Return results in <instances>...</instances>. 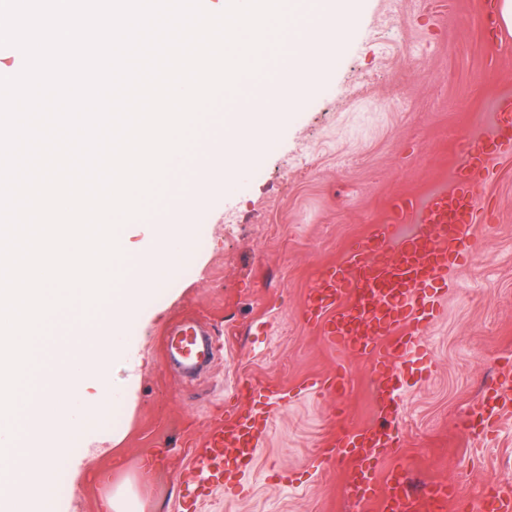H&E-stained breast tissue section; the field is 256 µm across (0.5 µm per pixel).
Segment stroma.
<instances>
[{
  "instance_id": "obj_1",
  "label": "stroma",
  "mask_w": 512,
  "mask_h": 512,
  "mask_svg": "<svg viewBox=\"0 0 512 512\" xmlns=\"http://www.w3.org/2000/svg\"><path fill=\"white\" fill-rule=\"evenodd\" d=\"M484 0H361L339 26L340 45L320 79L278 114L268 142L229 170L203 204L186 201L168 223L186 224L204 248L135 304L121 331L141 349L134 388L120 362L108 367L122 393L111 419L92 421L55 476L52 512H102L104 482L130 479L153 512H178L173 474L189 464L244 378L292 399L273 418L247 495L215 494L199 512H354L353 473L324 453L337 413L360 426L382 415L368 360L329 348L302 310L320 270L341 263L349 242L391 223L394 196L416 204L448 189L459 145L490 131L499 97L512 94V34L482 38ZM472 263L450 273L427 360L401 364L393 424L400 461L421 482L454 483L467 498L512 484V417L489 440L467 436L463 418L512 355V158L496 164ZM195 318L214 347L192 378L167 360L166 323ZM345 370L332 397L302 393L305 379ZM163 465L151 466L158 449ZM322 466H315V459Z\"/></svg>"
}]
</instances>
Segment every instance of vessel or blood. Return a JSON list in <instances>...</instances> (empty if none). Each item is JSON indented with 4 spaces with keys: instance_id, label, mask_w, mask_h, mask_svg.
<instances>
[{
    "instance_id": "1",
    "label": "vessel or blood",
    "mask_w": 512,
    "mask_h": 512,
    "mask_svg": "<svg viewBox=\"0 0 512 512\" xmlns=\"http://www.w3.org/2000/svg\"><path fill=\"white\" fill-rule=\"evenodd\" d=\"M294 45L288 33H281L278 50L264 52L260 73L239 82L234 94L222 96L216 111L238 112L260 98L269 73L287 68ZM212 138L209 124H202L196 147L185 154L181 171L168 173L161 198L153 204L148 220H156L179 199L181 174H202L199 147ZM460 155L448 191L433 195L423 212H416L409 198L393 201L397 219L416 216L424 224V232L396 248L391 244L394 225L382 224L367 240L351 241L344 264L320 274L303 311L305 321L319 327L331 348L367 356L376 380L391 393L396 392L400 380L396 363L427 354L422 330L438 317L449 270L470 264L480 249L474 232L479 190L493 179L494 161L512 156L511 94L499 98L494 128L482 137L462 142ZM164 336L167 351L192 356L193 339L187 320L170 323ZM347 385L346 375L336 373L310 380L306 390L311 394H336L344 392ZM232 397L237 405L228 418L210 428L190 464L175 475L186 491L180 512H198L200 501L216 489L228 497L244 493L241 475L255 464L257 450L284 399L271 386L250 378L240 381ZM242 399L247 400V407H239ZM509 415L512 359L507 357L487 385L480 411L468 417L465 425L487 435ZM329 445L340 448L348 462L372 451L393 460L384 472L375 463L356 470L353 495L357 512H512L511 485L494 486L484 497L466 501L459 500L456 487L447 483L433 482L422 491H413L406 467L397 461L399 436L342 423L337 425Z\"/></svg>"
}]
</instances>
